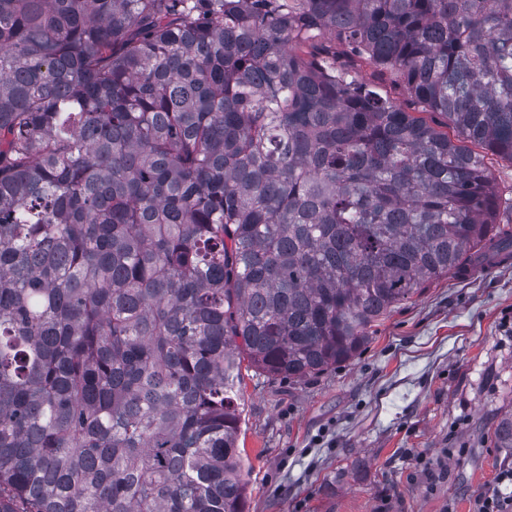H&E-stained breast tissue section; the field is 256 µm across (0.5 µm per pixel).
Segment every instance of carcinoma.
Segmentation results:
<instances>
[{"mask_svg": "<svg viewBox=\"0 0 512 512\" xmlns=\"http://www.w3.org/2000/svg\"><path fill=\"white\" fill-rule=\"evenodd\" d=\"M496 158L512 0H0V512H247L243 361L511 258Z\"/></svg>", "mask_w": 512, "mask_h": 512, "instance_id": "1", "label": "carcinoma"}]
</instances>
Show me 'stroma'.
Wrapping results in <instances>:
<instances>
[{
  "instance_id": "stroma-1",
  "label": "stroma",
  "mask_w": 512,
  "mask_h": 512,
  "mask_svg": "<svg viewBox=\"0 0 512 512\" xmlns=\"http://www.w3.org/2000/svg\"><path fill=\"white\" fill-rule=\"evenodd\" d=\"M248 512H474L512 453V263L394 309L353 361L242 372Z\"/></svg>"
}]
</instances>
